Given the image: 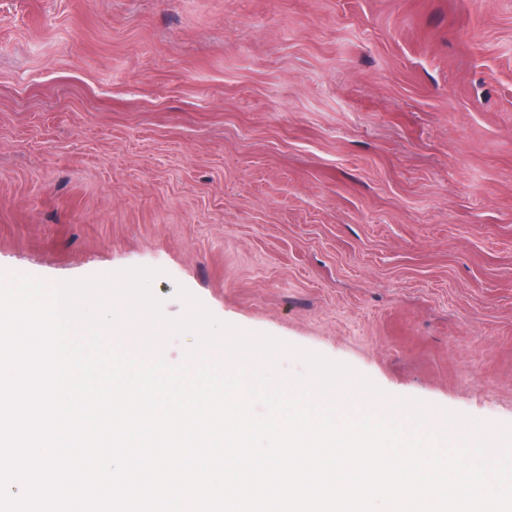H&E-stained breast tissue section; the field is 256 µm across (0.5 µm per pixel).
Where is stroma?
<instances>
[{
    "label": "stroma",
    "mask_w": 512,
    "mask_h": 512,
    "mask_svg": "<svg viewBox=\"0 0 512 512\" xmlns=\"http://www.w3.org/2000/svg\"><path fill=\"white\" fill-rule=\"evenodd\" d=\"M512 423V0H0V274Z\"/></svg>",
    "instance_id": "35a3bbf8"
}]
</instances>
